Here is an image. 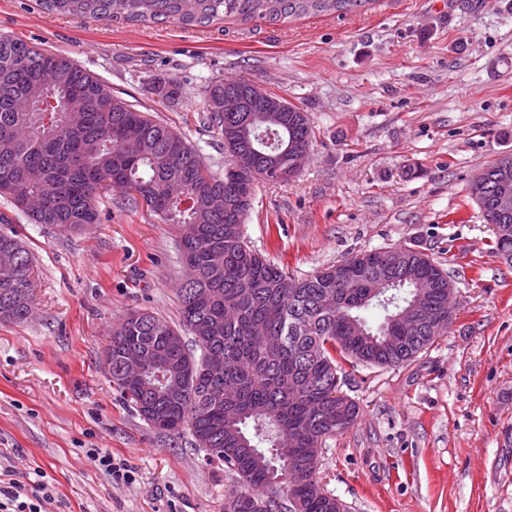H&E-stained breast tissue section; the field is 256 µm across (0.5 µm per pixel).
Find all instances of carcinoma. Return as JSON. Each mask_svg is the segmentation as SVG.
Listing matches in <instances>:
<instances>
[{"instance_id": "1", "label": "carcinoma", "mask_w": 512, "mask_h": 512, "mask_svg": "<svg viewBox=\"0 0 512 512\" xmlns=\"http://www.w3.org/2000/svg\"><path fill=\"white\" fill-rule=\"evenodd\" d=\"M371 0H39L42 8L98 20L175 21L208 26L216 20L273 24L320 13H348ZM159 101L180 96L173 79L153 86ZM247 79L207 88L203 123L224 139V151L251 160L250 182L279 183L275 164L289 165L311 149L313 130L293 105L276 132L263 113L226 112L224 96L248 101ZM0 196L33 224L76 232L98 219L100 194L137 196L165 224L193 227L180 254L187 279L179 288L180 327L133 311L112 331V374L121 351L137 343L148 370L121 396L143 400L175 426L188 425L198 450L233 472L244 492L224 512H345L317 479L327 439L353 427L354 401L340 392L337 358L401 366L448 327V274L426 253L394 247V258L364 251L296 279L255 253L243 234L251 203L244 174L211 173L183 137L112 95L95 75L68 57L14 35H0ZM470 194L480 209L496 210L495 165L474 176ZM224 197L230 206L216 210ZM495 249L512 260V212L493 223ZM0 320L22 323L31 306V254L13 233L0 232ZM394 282L389 299L371 296L376 281ZM383 312L375 327L362 312ZM176 384L181 395L166 391ZM345 423L336 426V414ZM284 487L288 503L276 492Z\"/></svg>"}]
</instances>
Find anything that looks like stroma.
Masks as SVG:
<instances>
[{
    "mask_svg": "<svg viewBox=\"0 0 512 512\" xmlns=\"http://www.w3.org/2000/svg\"><path fill=\"white\" fill-rule=\"evenodd\" d=\"M0 33L69 56L219 175L224 142L200 122L209 84L244 77L303 109L310 157L294 181L257 183L248 246L297 277L410 246L455 287L447 331L409 363L340 361L359 417L323 447L321 487L348 512H512V263L469 194L475 174L512 154V0H369L254 29L0 0ZM159 78L181 96L158 103ZM98 210V223L62 234L0 197L36 274L31 318L0 322V468L25 485L44 475L53 512H224L234 476L206 465L190 433L148 426L106 366L128 312L179 323L182 230L119 190ZM92 448L131 482H112Z\"/></svg>",
    "mask_w": 512,
    "mask_h": 512,
    "instance_id": "obj_1",
    "label": "stroma"
}]
</instances>
